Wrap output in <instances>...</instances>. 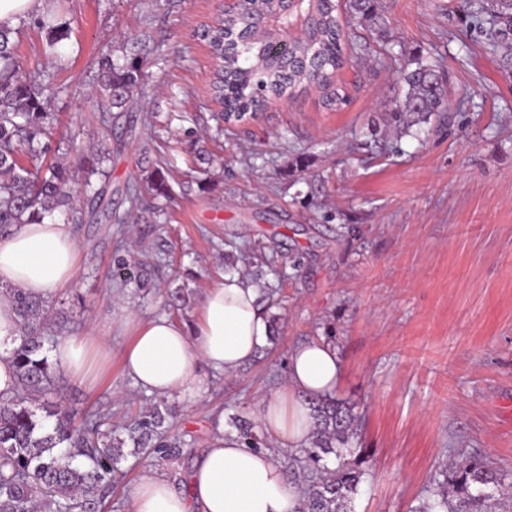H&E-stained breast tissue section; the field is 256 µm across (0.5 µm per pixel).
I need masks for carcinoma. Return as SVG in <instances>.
Segmentation results:
<instances>
[{
    "mask_svg": "<svg viewBox=\"0 0 512 512\" xmlns=\"http://www.w3.org/2000/svg\"><path fill=\"white\" fill-rule=\"evenodd\" d=\"M339 0H299L288 14L277 0H240L237 10L200 32L216 52H224V69L212 83V95L226 112L256 114L261 98H291L309 84L320 89L325 105L345 101L334 78L342 68L345 34L338 14ZM463 11L471 27L486 40L489 50L512 58V0H464ZM277 16L273 25L259 28L263 16ZM35 27L46 31V54L61 60L60 43L69 38L70 23L39 18ZM298 26L303 34L280 44L287 29ZM102 79L96 97L99 121L112 128V112L128 109L142 82L141 57L110 56L101 62ZM58 71L31 70L15 53L13 32L0 30V233L20 224L56 219L62 223L123 224L126 217L112 212L106 198L109 172L105 163L110 148L80 154L75 164L47 162L51 141L60 125L47 110L49 94L64 90L56 84ZM406 92L393 109L404 130L445 112L446 90L436 65L420 60L403 72ZM82 184L85 205L77 206L73 192ZM168 194L159 165L128 184L129 209L141 206L145 192ZM155 264L131 255L112 257L110 276L151 282ZM22 342L14 350L17 391L0 397V512H105L122 464L128 458L150 457L172 462L185 441L166 436V418L172 408L152 407L121 432L102 429L112 414L97 412L78 425L60 405L47 406L56 367L49 361L51 342L46 322L48 301L11 289ZM315 431L300 453L288 458L290 478L301 485L299 512H350L366 460L349 447L354 435L353 408L336 398L311 402ZM248 448H266L257 425L239 427ZM453 479L439 484L437 499L417 512H492L512 501V481L478 458L452 463Z\"/></svg>",
    "mask_w": 512,
    "mask_h": 512,
    "instance_id": "carcinoma-1",
    "label": "carcinoma"
}]
</instances>
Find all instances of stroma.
<instances>
[{
    "mask_svg": "<svg viewBox=\"0 0 512 512\" xmlns=\"http://www.w3.org/2000/svg\"><path fill=\"white\" fill-rule=\"evenodd\" d=\"M460 0H378L376 20H354L336 76L346 104L312 92L277 101L257 119L221 130L210 95L215 61L200 25L220 0H52L70 22L49 107L77 132L59 154L112 150L106 224L73 232L82 255L70 287L50 294L68 321L60 336L106 337L112 372L81 380L58 369L51 398L76 421L108 411L121 427L154 405L176 409L185 456L162 465L184 490L196 457L281 384L289 350L335 346L336 396L359 418L352 445L366 474L352 512H414L445 481L444 465L477 454L512 477V75L486 49ZM146 40L137 105L104 136L95 103L101 60ZM434 59L448 110L429 136L401 135L393 113L406 63ZM213 155L194 172L191 145ZM165 162L171 197L129 210L127 182ZM161 259L155 286L110 280L115 248ZM273 259L281 275L276 344L227 378L201 369L199 396L163 398L125 375L122 314L194 325L208 288L244 270L239 253Z\"/></svg>",
    "mask_w": 512,
    "mask_h": 512,
    "instance_id": "stroma-1",
    "label": "stroma"
}]
</instances>
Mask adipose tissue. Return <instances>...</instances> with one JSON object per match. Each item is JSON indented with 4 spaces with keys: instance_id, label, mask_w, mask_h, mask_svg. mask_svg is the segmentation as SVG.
Here are the masks:
<instances>
[{
    "instance_id": "ef3b65f1",
    "label": "adipose tissue",
    "mask_w": 512,
    "mask_h": 512,
    "mask_svg": "<svg viewBox=\"0 0 512 512\" xmlns=\"http://www.w3.org/2000/svg\"><path fill=\"white\" fill-rule=\"evenodd\" d=\"M81 246L68 225L44 220L24 224L0 239V395L16 386L12 351L20 334L12 289L46 297L68 287ZM259 284L242 273L225 275L204 294L195 327L160 316L147 321L125 314L132 340L123 352L127 377L159 396L191 394L200 370L236 375L269 344L271 327ZM77 377L108 371L106 342L70 337L54 352ZM341 359L329 343L307 341L288 354L282 384L258 408L269 446L245 447L236 433L216 437L196 458L185 490L157 470H143L130 512H298L300 495L280 459L283 449L307 446L314 423L310 402L332 396L341 382Z\"/></svg>"
}]
</instances>
